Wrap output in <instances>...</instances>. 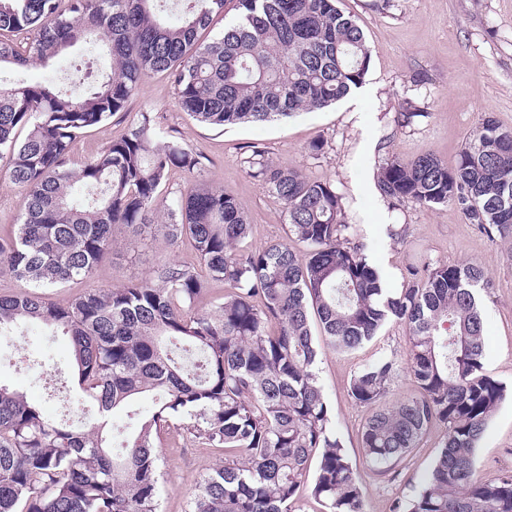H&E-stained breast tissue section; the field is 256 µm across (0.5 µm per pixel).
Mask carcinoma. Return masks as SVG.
<instances>
[{
	"label": "carcinoma",
	"mask_w": 512,
	"mask_h": 512,
	"mask_svg": "<svg viewBox=\"0 0 512 512\" xmlns=\"http://www.w3.org/2000/svg\"><path fill=\"white\" fill-rule=\"evenodd\" d=\"M160 2L0 0V65L47 63L98 41L112 60L83 93L0 85V155H10L8 177L27 196L17 232L0 238V275L27 290L0 296V331L39 322L68 336L81 404L95 411L78 429L0 386V512H158V442L174 424L224 449L192 512H293L307 485L325 512H366L315 365L323 346L352 351L388 322L409 329L417 392L386 401L393 357L353 376L351 397L371 409L360 434L366 459L379 475L394 474L432 426L445 428L422 487L393 512H512V477L483 480L474 468L477 442L505 395L483 371L478 294L490 283L478 266L421 260L391 291L348 238L336 188L276 166L257 147L243 158L246 173L281 204L289 240L240 251L250 224L235 198L204 183L160 195L171 171L200 162L148 111L79 169L69 167L77 136L124 111L151 74L173 82L198 122L227 126L321 110L369 71L363 30L336 0H236V17L209 42L199 33L224 19L229 0H181L170 16ZM20 126L28 127L21 141ZM377 185L393 205L452 204L488 235L512 240V130L491 115L454 166L430 152L391 157ZM161 215L171 242L189 240L198 267L164 261L137 283L46 298L47 289L91 277L112 251L115 228L136 232ZM211 281L224 283V301L192 312ZM149 392L153 411L136 418L114 452V409Z\"/></svg>",
	"instance_id": "1"
}]
</instances>
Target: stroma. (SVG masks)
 <instances>
[{"instance_id":"obj_1","label":"stroma","mask_w":512,"mask_h":512,"mask_svg":"<svg viewBox=\"0 0 512 512\" xmlns=\"http://www.w3.org/2000/svg\"><path fill=\"white\" fill-rule=\"evenodd\" d=\"M337 8L355 16L371 50L365 95H349L316 112L268 122L227 127L202 124L184 112L171 81L162 74L145 79L126 113L85 130L70 157L78 168L111 141L120 138L136 113H155L162 129L177 137L201 161L198 171H173L163 190L177 194L198 182L222 190L243 205L251 226L242 242L258 251L281 241L287 231L281 205L267 186L249 177L242 160L252 147L264 148L273 162L310 177L330 181L344 198L352 242L364 245L390 287L406 284L409 267L419 259L433 264L479 265L491 286L482 296L484 369L507 393L477 444L479 478L512 475V241L490 238L453 205L426 206L407 200L389 205L378 190V166L391 155L404 159L432 152L455 164L470 133L484 115L512 129V0H337ZM89 45L46 66L0 69V83L53 84L73 56L88 55ZM414 121L400 125L403 112ZM321 152H311L313 143ZM0 159V236L13 234L26 208V194L3 172ZM395 234H388V227ZM117 245L91 278L77 279L49 292L62 302L92 289H109L152 277L159 262L195 264L187 245L171 244L159 227L141 234L124 230ZM409 331L388 324L349 353L322 348L315 366L332 410L336 434L350 464L363 479L367 512H392L395 502L420 487L439 453L443 430L434 428L407 459L401 473L388 479L373 473L359 442L369 411L349 394L352 376L384 357L400 363L389 397L412 395L416 387L405 362ZM0 385L22 393L45 416L62 414V402L79 390L68 337L39 323L0 333ZM160 512H190L204 476L224 458L185 429L166 431L160 447Z\"/></svg>"}]
</instances>
